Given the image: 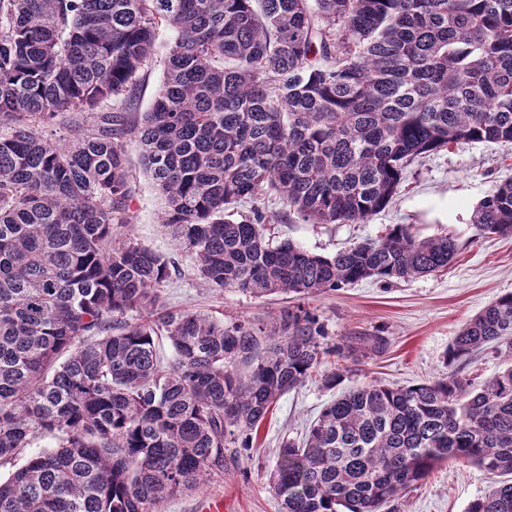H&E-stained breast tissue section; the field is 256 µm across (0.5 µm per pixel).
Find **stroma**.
<instances>
[{
    "mask_svg": "<svg viewBox=\"0 0 512 512\" xmlns=\"http://www.w3.org/2000/svg\"><path fill=\"white\" fill-rule=\"evenodd\" d=\"M170 42V33L159 30L134 112L146 111L154 99ZM126 149L128 232L175 266L159 286L165 311L266 321L288 305L284 295L258 299L206 288L159 222L164 201L139 164L134 138H127ZM511 177L512 144L469 143L435 152L409 167L392 203L364 223L308 224L285 216L274 199L258 200V207L274 216L266 230L272 242L288 239L325 256L355 242L382 238L396 224L406 225L421 238L448 232L457 238L458 253L445 271L387 283L366 279L307 301V308L327 330L324 344L332 352L325 358L326 367L346 369L342 388L369 382L409 386L446 374V354L459 331L497 298L512 293V237L481 235L471 222L478 201ZM354 336H382L388 345L383 353L355 361L343 353ZM333 397L315 380L283 396L262 423L249 455L228 464L224 474L206 485L170 498L164 512H201L215 498L223 499L224 512H279L280 502L271 487L279 446L282 440L301 438ZM491 483L482 470L450 461L416 483L397 502L396 510L465 512Z\"/></svg>",
    "mask_w": 512,
    "mask_h": 512,
    "instance_id": "1",
    "label": "stroma"
}]
</instances>
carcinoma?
I'll use <instances>...</instances> for the list:
<instances>
[{
  "instance_id": "obj_1",
  "label": "carcinoma",
  "mask_w": 512,
  "mask_h": 512,
  "mask_svg": "<svg viewBox=\"0 0 512 512\" xmlns=\"http://www.w3.org/2000/svg\"><path fill=\"white\" fill-rule=\"evenodd\" d=\"M162 26L161 87L128 126L108 105L138 89ZM63 112L95 128L48 135ZM131 131L202 283L300 303L266 324L148 319L169 266L120 232ZM472 142L512 143V0H0V461L22 459L0 512H163L253 447L282 396L317 372L336 388L303 300L444 270L456 239L396 224L322 256L270 242L239 205L274 195L304 223H363L411 164ZM471 223L512 236V179ZM487 346L509 366L462 375ZM450 459L502 477L467 512H512V293L456 336L448 375L325 406L282 444L272 489L283 512H381Z\"/></svg>"
}]
</instances>
